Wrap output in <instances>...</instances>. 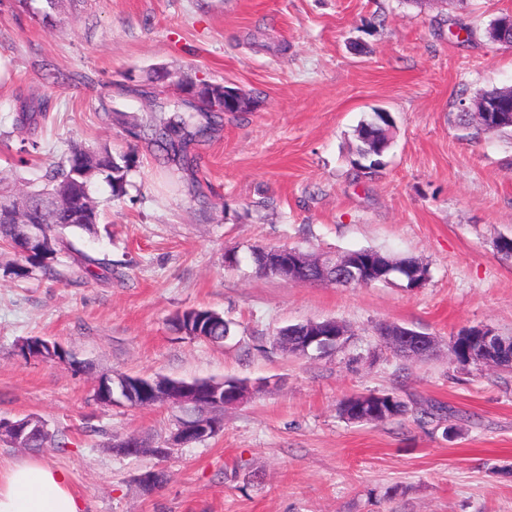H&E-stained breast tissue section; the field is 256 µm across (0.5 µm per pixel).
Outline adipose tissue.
Listing matches in <instances>:
<instances>
[{
	"label": "adipose tissue",
	"instance_id": "adipose-tissue-1",
	"mask_svg": "<svg viewBox=\"0 0 512 512\" xmlns=\"http://www.w3.org/2000/svg\"><path fill=\"white\" fill-rule=\"evenodd\" d=\"M0 512H85L66 472L35 459L0 469Z\"/></svg>",
	"mask_w": 512,
	"mask_h": 512
}]
</instances>
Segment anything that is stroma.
I'll list each match as a JSON object with an SVG mask.
<instances>
[{"mask_svg":"<svg viewBox=\"0 0 512 512\" xmlns=\"http://www.w3.org/2000/svg\"><path fill=\"white\" fill-rule=\"evenodd\" d=\"M0 0V179L22 193L72 146L127 156L125 192L97 175L95 233L75 234L41 270L18 278L0 246V419L41 417L62 441L37 452L65 470L88 512H512V369L463 366L450 336L487 325L512 336V129L472 136L461 103L512 86V47L490 23L512 0ZM64 74L52 84L47 71ZM255 97L212 123L183 155L158 163L133 124L184 99L185 82ZM39 103L36 120L19 125ZM392 114L393 142L372 177L352 166L356 129ZM38 142V150L24 145ZM314 254L362 248L427 263L420 288H341L256 273L253 247ZM90 262L91 274L80 270ZM207 308L231 323L223 343L175 330ZM334 319L342 351L290 355L287 325ZM393 323L436 340L399 356L376 329ZM31 337L63 362L25 356ZM233 379L214 437L164 458L113 452L133 433L163 445L180 408L104 406V375ZM391 392L411 412L351 424L346 396ZM435 406L438 414L421 416ZM166 482L143 493L137 476Z\"/></svg>","mask_w":512,"mask_h":512,"instance_id":"1","label":"stroma"}]
</instances>
